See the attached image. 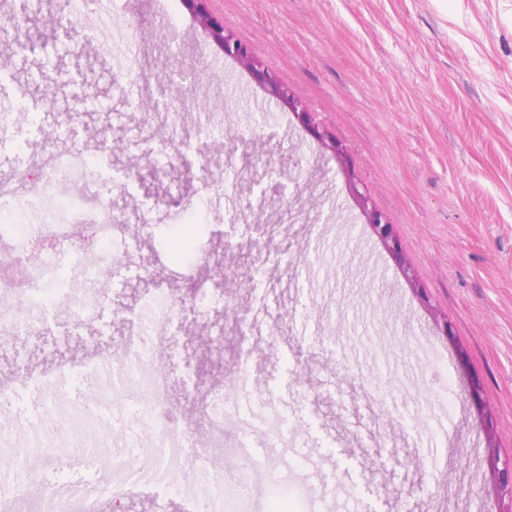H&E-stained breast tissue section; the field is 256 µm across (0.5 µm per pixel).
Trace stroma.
<instances>
[{
	"instance_id": "1",
	"label": "stroma",
	"mask_w": 512,
	"mask_h": 512,
	"mask_svg": "<svg viewBox=\"0 0 512 512\" xmlns=\"http://www.w3.org/2000/svg\"><path fill=\"white\" fill-rule=\"evenodd\" d=\"M0 0V179L40 158L42 134L74 131L107 156L98 191L115 218L152 224L120 281L85 280L57 314L71 329L83 297L120 355L125 319L163 291L158 333L172 392L190 373L178 322L207 311L211 237L253 280L228 299L242 335L224 337L227 407L265 481L245 512H503L498 471L512 458V0H208L259 68L290 88L344 150L325 149L225 56L183 0ZM191 79L188 125L167 80ZM223 115V151L203 128ZM100 133L85 138V128ZM123 145L112 155L103 146ZM177 168L208 158L222 182L192 179L173 205L128 181L131 157ZM364 193L402 246L393 257L363 222ZM318 201V208L307 205ZM104 374L22 388L0 426L35 437L46 413L76 406ZM133 457L151 417L132 399L101 408Z\"/></svg>"
}]
</instances>
